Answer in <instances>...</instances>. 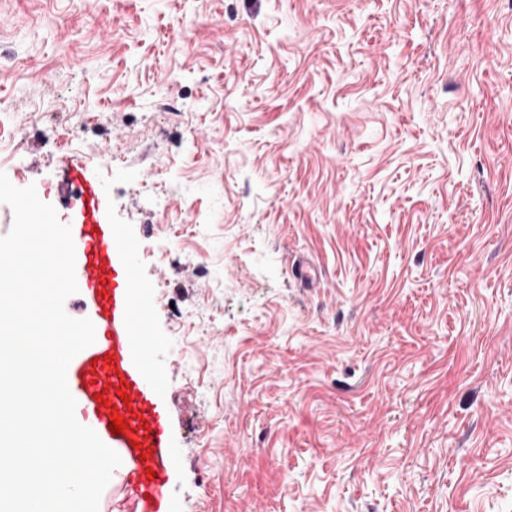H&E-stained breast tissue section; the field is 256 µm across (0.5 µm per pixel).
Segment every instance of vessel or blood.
I'll list each match as a JSON object with an SVG mask.
<instances>
[{
    "mask_svg": "<svg viewBox=\"0 0 512 512\" xmlns=\"http://www.w3.org/2000/svg\"><path fill=\"white\" fill-rule=\"evenodd\" d=\"M59 190L77 192L80 200L71 224L75 275L93 306L96 331L92 347L67 371L76 413L123 459L119 487L132 502L131 512H168L170 475L181 456L169 443V413L150 382L151 362L135 354L142 314L128 256L136 245L105 218L100 190L81 168H70ZM101 392L107 398L103 404L97 399ZM114 414L128 423L123 434L111 431Z\"/></svg>",
    "mask_w": 512,
    "mask_h": 512,
    "instance_id": "obj_1",
    "label": "vessel or blood"
}]
</instances>
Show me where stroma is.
I'll return each mask as SVG.
<instances>
[{
	"mask_svg": "<svg viewBox=\"0 0 512 512\" xmlns=\"http://www.w3.org/2000/svg\"><path fill=\"white\" fill-rule=\"evenodd\" d=\"M14 125L138 244L169 512H512V0H0Z\"/></svg>",
	"mask_w": 512,
	"mask_h": 512,
	"instance_id": "35a3bbf8",
	"label": "stroma"
}]
</instances>
